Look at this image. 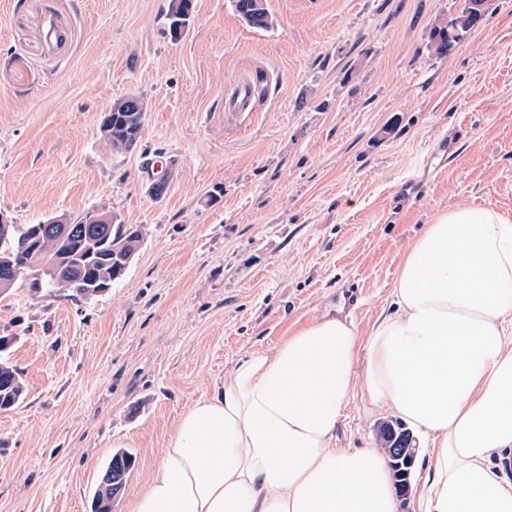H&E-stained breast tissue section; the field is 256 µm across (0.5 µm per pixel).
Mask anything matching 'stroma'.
I'll list each match as a JSON object with an SVG mask.
<instances>
[{"label":"stroma","mask_w":512,"mask_h":512,"mask_svg":"<svg viewBox=\"0 0 512 512\" xmlns=\"http://www.w3.org/2000/svg\"><path fill=\"white\" fill-rule=\"evenodd\" d=\"M193 3L174 41L169 0H0V213L145 229L105 294L0 293L26 389L0 412V512H90L121 447L135 466L112 512H132L180 415L250 351L343 306L349 284L344 314L368 335L436 211L512 219V0H488L444 56L429 30L460 0H268V30L233 0ZM129 94L147 104L141 139L115 153L100 123ZM444 137L457 156L438 170ZM394 419L350 402L336 445L378 447Z\"/></svg>","instance_id":"35a3bbf8"}]
</instances>
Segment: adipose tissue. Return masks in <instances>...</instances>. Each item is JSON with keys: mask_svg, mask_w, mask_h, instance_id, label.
Instances as JSON below:
<instances>
[{"mask_svg": "<svg viewBox=\"0 0 512 512\" xmlns=\"http://www.w3.org/2000/svg\"><path fill=\"white\" fill-rule=\"evenodd\" d=\"M392 296L369 337L326 314L250 353L182 413L134 512H400L385 452L336 445L353 400L430 445L413 512H512V220L438 212Z\"/></svg>", "mask_w": 512, "mask_h": 512, "instance_id": "adipose-tissue-1", "label": "adipose tissue"}]
</instances>
